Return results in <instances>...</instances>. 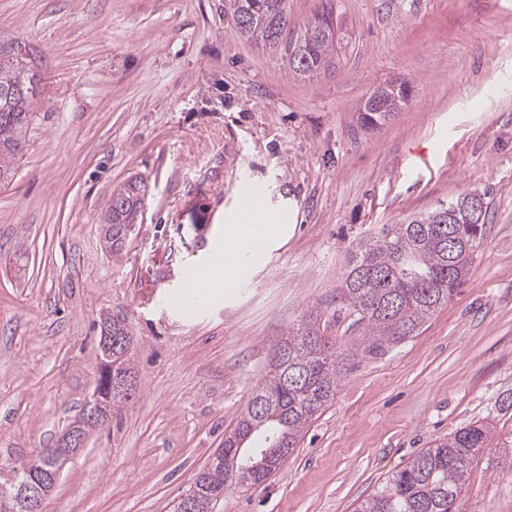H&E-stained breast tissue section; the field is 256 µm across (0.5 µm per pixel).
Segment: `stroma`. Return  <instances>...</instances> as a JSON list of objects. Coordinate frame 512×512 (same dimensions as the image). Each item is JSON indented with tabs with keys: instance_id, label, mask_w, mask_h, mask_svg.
Masks as SVG:
<instances>
[{
	"instance_id": "obj_1",
	"label": "stroma",
	"mask_w": 512,
	"mask_h": 512,
	"mask_svg": "<svg viewBox=\"0 0 512 512\" xmlns=\"http://www.w3.org/2000/svg\"><path fill=\"white\" fill-rule=\"evenodd\" d=\"M332 5L336 65L295 74L224 0H0V38L36 59V120L0 185V468L55 447L99 378L97 321L132 338L138 394L89 430L43 512H171L234 428L288 327L323 309L384 224L458 196L491 203L462 288L419 334L362 360L259 488L214 512H352L421 449L475 421L495 438L457 512H512V0ZM411 96L375 129L379 85ZM144 189L118 255L113 190ZM263 185L292 235L223 301L186 313V271Z\"/></svg>"
}]
</instances>
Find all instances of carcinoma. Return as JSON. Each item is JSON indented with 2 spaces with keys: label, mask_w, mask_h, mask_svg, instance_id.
<instances>
[{
  "label": "carcinoma",
  "mask_w": 512,
  "mask_h": 512,
  "mask_svg": "<svg viewBox=\"0 0 512 512\" xmlns=\"http://www.w3.org/2000/svg\"><path fill=\"white\" fill-rule=\"evenodd\" d=\"M225 7L244 37L281 48L295 73L310 77L334 64L333 11L317 14L295 34L288 30L285 0H225ZM36 79L21 43L0 39V184L12 180L14 160L33 124ZM372 95L374 109L360 113L366 128L392 120L406 105L409 88L384 84ZM479 196L485 199L487 193L473 191L454 200L458 209L452 216L442 205L407 224L382 225L343 273L331 311L309 314L274 344L268 378L252 392L212 464L189 487L194 512H212L228 486L265 483L288 461L347 373L419 333L448 304L470 274L483 240L484 225L474 224L463 206ZM141 202V188L133 181L112 191L102 225L110 253L120 252L122 229L134 223ZM330 322L347 323L351 336L336 344L324 336ZM491 438V424L476 421L434 441L387 475L354 512H455L471 460ZM55 452L47 448L22 464L19 476L41 472Z\"/></svg>",
  "instance_id": "carcinoma-1"
}]
</instances>
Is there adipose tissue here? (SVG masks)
<instances>
[{
  "label": "adipose tissue",
  "instance_id": "obj_1",
  "mask_svg": "<svg viewBox=\"0 0 512 512\" xmlns=\"http://www.w3.org/2000/svg\"><path fill=\"white\" fill-rule=\"evenodd\" d=\"M290 213L282 212L274 224H255L250 219V203L242 201L224 235L217 241L208 261L200 266V286L196 306H208L224 296V287L243 278L250 262L261 261L289 231Z\"/></svg>",
  "mask_w": 512,
  "mask_h": 512
}]
</instances>
